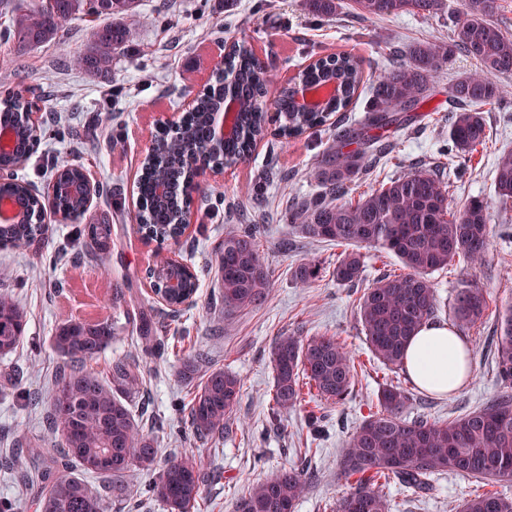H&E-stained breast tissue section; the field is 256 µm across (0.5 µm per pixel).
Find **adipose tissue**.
Instances as JSON below:
<instances>
[{
  "instance_id": "1",
  "label": "adipose tissue",
  "mask_w": 512,
  "mask_h": 512,
  "mask_svg": "<svg viewBox=\"0 0 512 512\" xmlns=\"http://www.w3.org/2000/svg\"><path fill=\"white\" fill-rule=\"evenodd\" d=\"M405 367L419 387L442 394L457 391L469 374L460 337L448 327L431 323L410 340Z\"/></svg>"
}]
</instances>
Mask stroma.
<instances>
[{
	"instance_id": "35a3bbf8",
	"label": "stroma",
	"mask_w": 512,
	"mask_h": 512,
	"mask_svg": "<svg viewBox=\"0 0 512 512\" xmlns=\"http://www.w3.org/2000/svg\"><path fill=\"white\" fill-rule=\"evenodd\" d=\"M446 3L444 11L426 18L364 20L347 6L333 18L317 20L303 10L301 0H140L144 21L115 56L105 79L70 64L71 55L87 44L83 19L64 23L63 41L22 55L12 44L0 41V77L19 72L27 85L48 86L54 94L55 120L47 124L38 151L21 166L20 176L41 194L51 181L53 162L81 166L93 181L109 184L110 193L94 198L88 214L112 227V248L104 255L86 246L79 223L54 220L49 221L39 250H0V290L16 297L27 319L23 343L15 352L0 356V456L19 445L28 449L14 471L0 468V500L14 502V512H39L32 475L43 457L52 453L56 438L46 422V407L29 405L28 398L51 384L60 362L51 338L57 326L82 319L86 307L80 290L94 283L101 290V322L112 319L113 289L125 288L159 323L168 351L161 357L139 355L144 370L139 398L149 407L143 425L157 438L162 455L191 448L204 457L209 479L203 490V512H234L236 498L248 487L293 462L316 475L296 512H332L336 500L350 489L340 476L349 438L375 408L383 387L405 388L409 382L372 358L356 314L361 289L337 283L332 276L339 248L300 237L277 216L292 199L315 193L309 171L326 151L337 125L364 123L368 90H361L348 111L332 114L323 126L289 140L267 135L249 156L225 167L223 176L195 177L194 219L177 239L161 244L141 239L134 220L135 181L160 119L183 113L185 99L199 90L225 44L248 42L279 77L337 50L354 52L363 58L367 71L375 72L389 63L393 48L406 50L425 39L447 42L461 2ZM476 68L461 54L443 64L415 121L390 127L387 162L359 185L367 191L413 168L447 166L458 175L453 204L473 197L487 201L495 228L482 262L456 261L431 276L440 304L437 323L447 324L463 288L486 291L490 308L482 322L463 333L470 368L464 388L450 395L417 390L416 400L403 410L410 418L445 420L466 413L501 387L487 341L498 330L497 307L512 301V202L500 203L494 192L495 159L512 150V77L499 81L503 107L484 115L486 148L466 158L443 154L453 107L448 87ZM263 177L268 178L269 188L257 200L251 189ZM237 203L250 213L258 230L271 286L261 306L228 311L218 298L213 247L225 232L239 226L233 209ZM169 254L191 264L199 279L192 303L175 315L146 288L149 267ZM305 260L321 268L309 288L298 287L292 277L294 267ZM315 334L336 337L362 365L351 395L344 405L329 408L316 439L302 413L291 411L277 421L269 414L274 382L271 350L276 338ZM190 347L204 349L208 367L241 378L237 416L244 434L202 441L190 436L186 416L195 384L181 373V351ZM435 486L433 493L412 500L394 494L390 512H458L474 492L467 480L450 472L437 476Z\"/></svg>"
}]
</instances>
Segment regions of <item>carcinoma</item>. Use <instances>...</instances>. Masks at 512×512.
Returning <instances> with one entry per match:
<instances>
[{
    "instance_id": "1",
    "label": "carcinoma",
    "mask_w": 512,
    "mask_h": 512,
    "mask_svg": "<svg viewBox=\"0 0 512 512\" xmlns=\"http://www.w3.org/2000/svg\"><path fill=\"white\" fill-rule=\"evenodd\" d=\"M140 0H16L5 40L27 51L63 38V23L78 16L89 22L86 49L73 56L80 69L106 78L115 54L129 43L133 28L141 23ZM363 19L413 15L431 17L445 8V0H352ZM499 0H463L462 9L448 35V44L430 39L408 51L395 52L389 67L365 75L362 60L350 51H336L311 60L299 74L315 87L333 83L337 95L316 110L296 102L292 86L277 87V109L285 135L303 134L345 109L364 83H370L368 116L362 126L336 134L309 173L318 187L309 199L297 201L283 215L284 223L301 237L332 242L343 247L332 275L344 285L362 281L363 247L395 256L399 274L385 273L365 286L357 310L374 359L390 370L404 369L405 349L412 336L435 319L439 304L430 274L458 258L469 263L486 256L493 232L490 215L481 199L460 208L450 207L447 186L433 168L407 172L359 195L349 194L356 183L371 174L384 157L380 132L402 112H415L429 96L441 63L458 52L479 64V70L456 79L448 87L457 110L448 114V152L471 154L486 140L482 112L500 99L498 78L512 75V35L491 21ZM342 0H303L305 11L316 19H329L342 8ZM276 75L254 50L234 44L224 53V68L216 69L209 90L197 99L196 109L175 131L154 137V153L144 158L137 182L139 224L154 240L177 233L187 218L192 188L190 161L232 164L244 158L266 130L265 113L258 97L273 86ZM0 94V127L12 129L16 152L3 157L4 169L33 154L42 132H33L21 118L29 111L31 90L22 80L9 81ZM234 90L238 103L236 132L216 143L211 113L224 99L225 87ZM357 148L350 150L348 146ZM84 171L61 162L54 167L57 185L53 209L82 216L84 201L78 194ZM495 194L512 202V151L496 158ZM11 200L22 215L20 224H0V247L31 246L42 240L46 227L44 198L14 173L0 182V199ZM89 246L111 248L108 224H86ZM220 276L219 298L230 311L253 308L270 291V275L257 249L251 224L224 234L216 249ZM173 276L184 289L197 291L196 279L184 270L160 271L159 285ZM318 267L298 264L293 278L311 287ZM489 308L481 288L461 290L451 321L469 329ZM500 335L494 345L502 389L479 408L448 420L407 418L403 408L414 394L399 386L382 388L377 410L370 413L350 437L340 474L355 478L352 490L337 500L332 512H389L390 499L383 488L394 484L410 496L431 493L435 476L452 472L476 481L512 480V303L499 313ZM139 333L143 348H161L152 317L117 288L112 293V324L69 320L52 336L63 360L44 392L30 398L47 405V422L56 434V448L46 458L38 488L40 512H108V504L126 500L127 477L135 471L156 472L147 494L166 512H198L205 482L206 463L192 450L159 461L158 441L146 432L133 409L140 392L142 372L133 357L112 361L106 374L91 372L87 363L105 352L118 330V319ZM26 330V315L10 294L0 292V355L12 353ZM207 356L201 350L183 358V375L202 373L189 407L192 434L199 439L222 437L236 430L234 408L241 396L242 380L222 368L199 371ZM274 369L272 414L298 408L312 427L324 418V409L345 403L357 377L356 358L333 336H280L272 349ZM95 481H90L89 477ZM312 473L290 463L257 481L235 504V512H294ZM460 512H512V500L495 492L465 500Z\"/></svg>"
}]
</instances>
